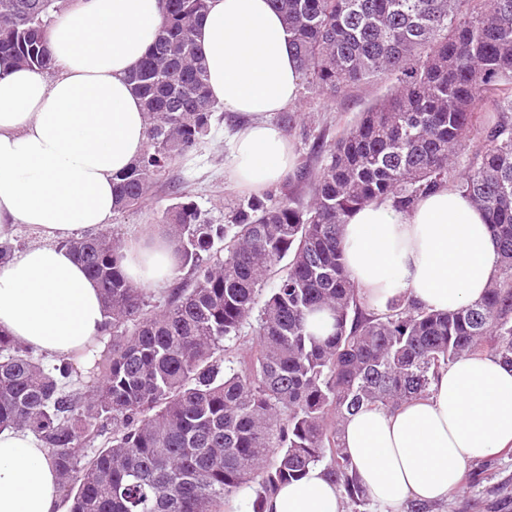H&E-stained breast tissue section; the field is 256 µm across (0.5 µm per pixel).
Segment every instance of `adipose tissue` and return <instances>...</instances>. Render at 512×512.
<instances>
[{
  "label": "adipose tissue",
  "mask_w": 512,
  "mask_h": 512,
  "mask_svg": "<svg viewBox=\"0 0 512 512\" xmlns=\"http://www.w3.org/2000/svg\"><path fill=\"white\" fill-rule=\"evenodd\" d=\"M163 22L162 0H78L45 34L52 71L0 68V236L23 225L40 244L0 262V333L55 362L91 370L107 341L96 283L67 243L111 227L120 174L144 153L143 100L129 81ZM196 42L212 100L250 116L234 135L224 177L258 193L293 171L295 154L273 114L298 99L302 72L269 0H209ZM346 269L368 306L407 295L430 310L479 301L497 249L484 213L445 185L408 210L375 201L341 227ZM180 264L153 230L129 238L121 265L136 285L162 288ZM341 446L388 512L433 504L467 465L512 447V367L474 355L441 369L430 394L348 415ZM0 512H68L55 467L27 430L0 429ZM264 512H342L322 465L278 487Z\"/></svg>",
  "instance_id": "ef3b65f1"
}]
</instances>
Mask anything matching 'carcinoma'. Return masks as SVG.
<instances>
[{
  "label": "carcinoma",
  "instance_id": "1",
  "mask_svg": "<svg viewBox=\"0 0 512 512\" xmlns=\"http://www.w3.org/2000/svg\"><path fill=\"white\" fill-rule=\"evenodd\" d=\"M57 2L0 0V66L50 68L44 32ZM270 3L309 86L337 96L396 82L330 147L308 202L284 184L239 200L222 224L186 195L169 206L161 222L193 278L163 305L125 277L118 236L67 242L100 287L110 350L86 385L73 363L47 367L1 334L0 427L28 429L47 449L69 512H221L246 488L263 512L279 485L319 463L342 498L364 506L340 445L347 415L429 394L436 372L462 357L512 366V0ZM207 7L165 0L162 29L130 76L147 148L114 187L120 212L210 133L219 108L194 39ZM475 129L482 144L463 163ZM443 184L485 212L498 245L485 296L452 311L405 296L367 310L342 261L341 224L373 201L408 209ZM323 311L332 327L317 336L309 318ZM246 327L249 352L224 345Z\"/></svg>",
  "mask_w": 512,
  "mask_h": 512
}]
</instances>
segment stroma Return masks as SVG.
<instances>
[{
  "instance_id": "obj_1",
  "label": "stroma",
  "mask_w": 512,
  "mask_h": 512,
  "mask_svg": "<svg viewBox=\"0 0 512 512\" xmlns=\"http://www.w3.org/2000/svg\"><path fill=\"white\" fill-rule=\"evenodd\" d=\"M391 84V79L378 78L334 98L315 89H301L293 106L296 121L286 129L297 157L288 182L301 201H308L312 194L304 171H318L326 163L336 138L359 112L386 94ZM244 122V117L231 113L214 122L204 144L162 173L143 204L113 216V229L127 239L144 227L157 226L165 209L182 192L190 193L202 213L214 223H223L225 207L243 197L242 191L225 183L224 167L231 161L232 136ZM472 467L483 472L480 484L463 486L450 493L447 500L429 505L427 512H512V451L473 462Z\"/></svg>"
}]
</instances>
